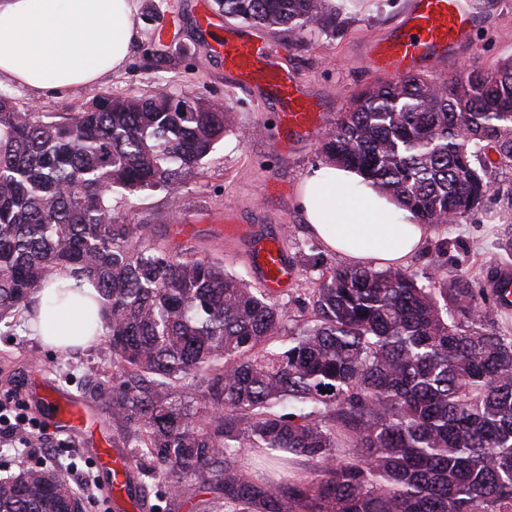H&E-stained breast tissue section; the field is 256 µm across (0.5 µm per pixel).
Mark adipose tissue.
<instances>
[{
	"label": "adipose tissue",
	"mask_w": 512,
	"mask_h": 512,
	"mask_svg": "<svg viewBox=\"0 0 512 512\" xmlns=\"http://www.w3.org/2000/svg\"><path fill=\"white\" fill-rule=\"evenodd\" d=\"M136 0H0V85L78 91L119 73L139 35ZM296 203L324 246L351 263L402 266L428 227L360 174L319 166L302 178ZM89 279L50 275L26 327L57 348L96 340L100 305Z\"/></svg>",
	"instance_id": "ef3b65f1"
}]
</instances>
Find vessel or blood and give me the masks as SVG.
<instances>
[{"instance_id":"1","label":"vessel or blood","mask_w":512,"mask_h":512,"mask_svg":"<svg viewBox=\"0 0 512 512\" xmlns=\"http://www.w3.org/2000/svg\"><path fill=\"white\" fill-rule=\"evenodd\" d=\"M476 23L468 0H411L403 20L385 38L366 43L365 57L375 71L394 79L428 70L468 43ZM218 47L225 72L280 112L289 141L316 134L323 120L320 103L304 90L299 77L281 68L246 29L224 37ZM216 230L225 236L249 238L253 265L265 288L277 292L287 285L292 270L280 252L277 237L252 235L247 227L230 219ZM54 410L62 427L84 433L86 417L80 407L58 404Z\"/></svg>"}]
</instances>
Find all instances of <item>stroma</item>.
<instances>
[{
  "label": "stroma",
  "mask_w": 512,
  "mask_h": 512,
  "mask_svg": "<svg viewBox=\"0 0 512 512\" xmlns=\"http://www.w3.org/2000/svg\"><path fill=\"white\" fill-rule=\"evenodd\" d=\"M345 28L336 35L318 31L289 33L286 28H255L253 39L266 47L284 67L296 73L306 91L322 103L329 134L354 96L376 82L367 66L366 40L386 35L405 15L411 0H335ZM480 22L469 45L441 67L429 72V79L441 83L463 71L494 68L512 57V0H472ZM214 0H137L140 37L133 45L129 62L118 75L74 93L50 90L34 94L27 89L4 85L0 97L18 108L54 117L79 112L103 93L115 97L150 94L166 89L193 91L228 106V131L204 168L191 173L175 192L162 189L135 194L117 189L112 205L125 221L143 227L155 239L177 243L180 250L196 258H223L225 266L246 276L254 286L262 281L254 269L248 245L240 238H220L211 231L214 217L231 211L237 224L260 233L276 234L293 269V279L279 300L287 322L309 314L312 291L319 271L346 266V259L330 253L308 231L296 206V192L305 172L322 164L320 140L288 145L277 124V115L263 106L253 92L238 85L224 70L223 57L214 52L213 29L199 21L200 7H209L216 27H234L213 9ZM492 189L475 216L457 224L432 228L422 251L407 263L409 269L424 272L436 257V247L446 243L449 264L459 265L477 283H486L491 271L499 268L504 252L502 242L512 237V162L503 161L496 151L487 155ZM276 177L284 193L266 190L268 177ZM176 224L194 225V235L174 239ZM112 355L105 342L74 351H62L31 336L24 325L12 334L0 335V402L18 392L28 406V420L35 425L28 446L17 443L13 431L19 421L12 412L0 413V461L10 467L46 462L63 453L79 458L70 471L72 486L97 474L96 449H110L112 457L129 463V491L118 500L98 498L87 512H149L155 503V481L150 464L133 457L118 441L108 415L93 402H86L89 432L85 445L62 451L63 434L51 417L38 410L36 378L47 380L59 394L79 398L78 382L94 372L111 371ZM251 481H303L318 477L314 466L303 458L287 462L272 459L259 451H249L242 464ZM223 487L186 479L179 494L164 505L165 512H204L207 502L223 496Z\"/></svg>",
  "instance_id": "stroma-1"
}]
</instances>
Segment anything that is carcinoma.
I'll use <instances>...</instances> for the list:
<instances>
[{"label": "carcinoma", "mask_w": 512, "mask_h": 512, "mask_svg": "<svg viewBox=\"0 0 512 512\" xmlns=\"http://www.w3.org/2000/svg\"><path fill=\"white\" fill-rule=\"evenodd\" d=\"M226 18L336 34L329 0H215ZM225 104L199 94L101 95L50 120L0 98V325L57 270L105 299L112 375L82 389L148 459L158 503L194 477L224 484L211 512H512V335L485 289L439 259L321 271L310 317L285 330L265 288L123 223L109 193L173 189L224 138ZM512 160V60L436 83L420 74L357 94L322 144L421 224L474 214L485 150ZM200 380L196 392L179 393ZM247 448L303 457L320 478L257 483ZM60 463L0 480V512H72Z\"/></svg>", "instance_id": "carcinoma-1"}]
</instances>
